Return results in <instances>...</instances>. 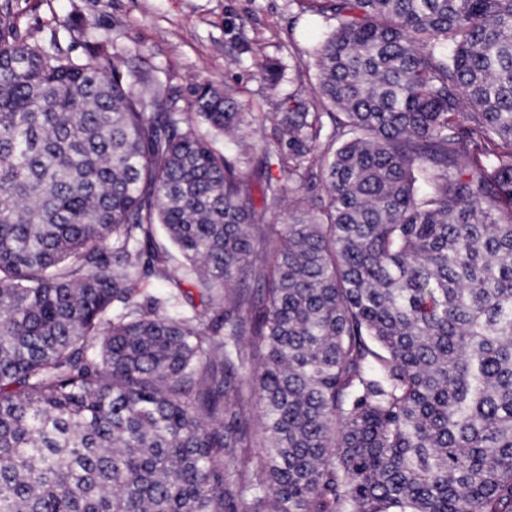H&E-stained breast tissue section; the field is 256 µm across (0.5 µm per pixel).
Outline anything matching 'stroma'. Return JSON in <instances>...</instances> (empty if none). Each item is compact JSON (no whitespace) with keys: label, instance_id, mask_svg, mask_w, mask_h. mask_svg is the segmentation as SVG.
I'll list each match as a JSON object with an SVG mask.
<instances>
[{"label":"stroma","instance_id":"35a3bbf8","mask_svg":"<svg viewBox=\"0 0 512 512\" xmlns=\"http://www.w3.org/2000/svg\"><path fill=\"white\" fill-rule=\"evenodd\" d=\"M17 29L30 39L57 29L63 46L82 53L85 40L104 41L126 70L176 87L181 104L197 83L228 90L254 112H281L289 96L315 108L316 69L309 51L325 22L297 15L288 0H11ZM95 19L89 37L80 18ZM278 66L276 85L260 73Z\"/></svg>","mask_w":512,"mask_h":512}]
</instances>
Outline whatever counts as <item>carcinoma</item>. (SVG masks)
<instances>
[{
	"mask_svg": "<svg viewBox=\"0 0 512 512\" xmlns=\"http://www.w3.org/2000/svg\"><path fill=\"white\" fill-rule=\"evenodd\" d=\"M289 6L329 112L186 110L0 6V512H512V0ZM159 227L189 266L136 301ZM254 144V152L257 155L264 154L266 151L267 155L271 157L272 161V171L273 173H277L278 167L276 165V154H277V144L275 143L272 125L267 123L265 128L259 131V134L253 139ZM258 398L257 396L253 397L252 405L250 407L249 412V420L251 423V430L255 435L256 443H254L255 448H239L237 455L234 458H231L229 460V463L232 464V466L237 467L240 465L241 460L243 458L244 449L253 457H257L262 452V448H259L261 446V437H260V426L258 423Z\"/></svg>",
	"mask_w": 512,
	"mask_h": 512,
	"instance_id": "obj_1",
	"label": "carcinoma"
}]
</instances>
